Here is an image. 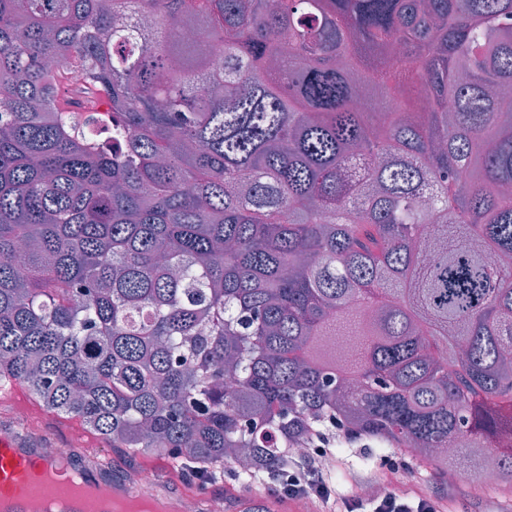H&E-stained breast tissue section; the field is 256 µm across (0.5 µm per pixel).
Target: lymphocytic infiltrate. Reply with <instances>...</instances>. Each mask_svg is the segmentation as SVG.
<instances>
[{"mask_svg": "<svg viewBox=\"0 0 512 512\" xmlns=\"http://www.w3.org/2000/svg\"><path fill=\"white\" fill-rule=\"evenodd\" d=\"M311 454L289 455L284 469L285 481L270 491L271 499L288 500L306 512H440L436 497L426 491L393 493L398 482V468L350 472L349 492L338 497L321 467V459L336 453V440L316 431L310 437Z\"/></svg>", "mask_w": 512, "mask_h": 512, "instance_id": "1", "label": "lymphocytic infiltrate"}]
</instances>
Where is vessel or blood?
I'll return each instance as SVG.
<instances>
[{
    "label": "vessel or blood",
    "mask_w": 512,
    "mask_h": 512,
    "mask_svg": "<svg viewBox=\"0 0 512 512\" xmlns=\"http://www.w3.org/2000/svg\"><path fill=\"white\" fill-rule=\"evenodd\" d=\"M146 472L159 487L156 500L181 504L193 498V491L165 460ZM132 481L127 469L99 468L66 449L49 457L24 441L18 428L0 429V512H31L29 499L37 492L48 498L50 512H109L111 503L100 497V488L108 486L120 497L134 499L138 493ZM229 512H288V507L243 492L232 499Z\"/></svg>",
    "instance_id": "1"
}]
</instances>
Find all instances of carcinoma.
<instances>
[{
	"label": "carcinoma",
	"instance_id": "obj_1",
	"mask_svg": "<svg viewBox=\"0 0 512 512\" xmlns=\"http://www.w3.org/2000/svg\"><path fill=\"white\" fill-rule=\"evenodd\" d=\"M1 378L206 476L321 428L512 490V0H0ZM106 106H102L100 112H74L80 119L82 129L86 131L90 129H98L100 132H106L109 128H113L117 118L112 116V112H108Z\"/></svg>",
	"mask_w": 512,
	"mask_h": 512
}]
</instances>
